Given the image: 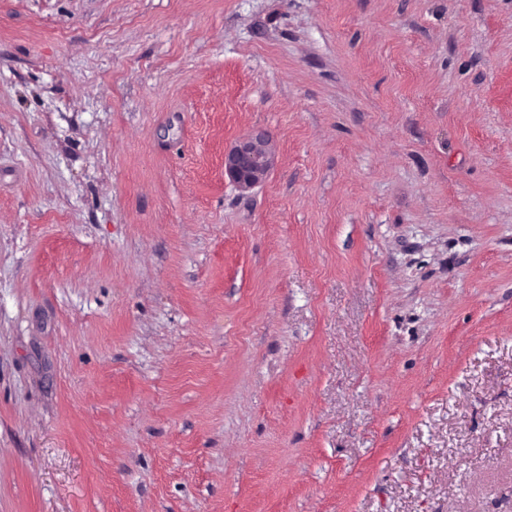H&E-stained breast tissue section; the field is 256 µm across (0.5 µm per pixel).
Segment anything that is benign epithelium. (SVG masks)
<instances>
[{
	"label": "benign epithelium",
	"mask_w": 512,
	"mask_h": 512,
	"mask_svg": "<svg viewBox=\"0 0 512 512\" xmlns=\"http://www.w3.org/2000/svg\"><path fill=\"white\" fill-rule=\"evenodd\" d=\"M274 159V145L268 135L247 134L224 152V172L240 191L246 192L265 181Z\"/></svg>",
	"instance_id": "7a95c632"
}]
</instances>
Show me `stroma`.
<instances>
[{"label":"stroma","instance_id":"35a3bbf8","mask_svg":"<svg viewBox=\"0 0 512 512\" xmlns=\"http://www.w3.org/2000/svg\"><path fill=\"white\" fill-rule=\"evenodd\" d=\"M0 512H512V0H0ZM274 159V145L268 135L247 134L224 152V173L241 192H246L265 181Z\"/></svg>","mask_w":512,"mask_h":512}]
</instances>
